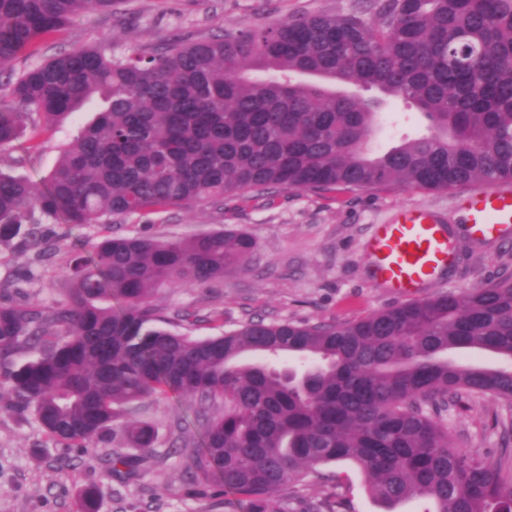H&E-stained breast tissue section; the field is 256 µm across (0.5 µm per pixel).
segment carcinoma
Instances as JSON below:
<instances>
[{
  "label": "carcinoma",
  "mask_w": 512,
  "mask_h": 512,
  "mask_svg": "<svg viewBox=\"0 0 512 512\" xmlns=\"http://www.w3.org/2000/svg\"><path fill=\"white\" fill-rule=\"evenodd\" d=\"M113 3L0 0V65ZM7 81L48 128L97 109L44 187L0 173V238L35 210L110 224L252 190L512 181V0H382L375 20L314 14L151 55L81 49ZM336 83L416 106L430 133L367 150L379 102ZM26 116L0 111L1 151ZM255 249L226 229L100 237L71 261L51 311L0 303V401L32 410L49 438L106 457L112 471L151 454L155 431L131 418L135 404L192 401L205 426L194 468L246 512H288L290 480L346 460L387 512L419 498L425 512H512V422H501L504 447L488 462L456 448L442 418L464 392L512 405V278L354 321L260 319L203 339L156 326L157 288L219 281ZM22 349L34 355L19 363ZM471 353L509 365L457 358ZM276 357L303 367L278 368ZM114 425L138 454L97 446ZM102 496L84 489L79 512H99Z\"/></svg>",
  "instance_id": "cac0c4a2"
}]
</instances>
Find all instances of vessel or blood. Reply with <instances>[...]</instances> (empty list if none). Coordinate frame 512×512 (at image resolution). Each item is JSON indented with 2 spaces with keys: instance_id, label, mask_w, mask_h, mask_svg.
<instances>
[{
  "instance_id": "1",
  "label": "vessel or blood",
  "mask_w": 512,
  "mask_h": 512,
  "mask_svg": "<svg viewBox=\"0 0 512 512\" xmlns=\"http://www.w3.org/2000/svg\"><path fill=\"white\" fill-rule=\"evenodd\" d=\"M470 237L484 240L512 231V187L492 185L462 191L457 197ZM365 253L374 281L409 297L437 284L453 261V242L440 218L417 206H404L392 219L373 227Z\"/></svg>"
}]
</instances>
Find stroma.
Returning <instances> with one entry per match:
<instances>
[{
    "label": "stroma",
    "mask_w": 512,
    "mask_h": 512,
    "mask_svg": "<svg viewBox=\"0 0 512 512\" xmlns=\"http://www.w3.org/2000/svg\"><path fill=\"white\" fill-rule=\"evenodd\" d=\"M317 13L376 15L375 0H115L111 10L85 12L39 41L35 54H20L7 68L21 72L61 53L84 47L107 52L154 51L214 35L263 29ZM93 112H80L47 130L30 115L13 149L0 152V171L43 184L64 147ZM382 129L370 143L384 150L418 126L410 109L388 106ZM457 190L407 186L362 190H273L202 202L158 216H129L110 226L74 225L35 214L38 236L28 232L0 240V302L53 306L63 299V273L104 232L116 236L189 238L221 227L249 233L257 243L250 265L225 272L223 280L159 288L153 305L165 329L194 337L218 336L250 320L316 324L353 321L399 305L400 297L370 278L364 245L373 225L398 208L421 206L451 226L456 253L442 276V291H462L512 276V235L476 241L455 206ZM195 404L175 398L148 399L137 418L153 425V455L138 474H105L99 461L50 439L29 410L0 406V512H76L79 491L104 487L99 512H243L235 496L215 481L196 479L193 457L202 421ZM512 408L485 397L463 395L445 420L457 448L482 460L499 455L495 418ZM292 512L312 504L321 512H382L366 479L349 461L316 467L282 492Z\"/></svg>",
    "instance_id": "1"
}]
</instances>
